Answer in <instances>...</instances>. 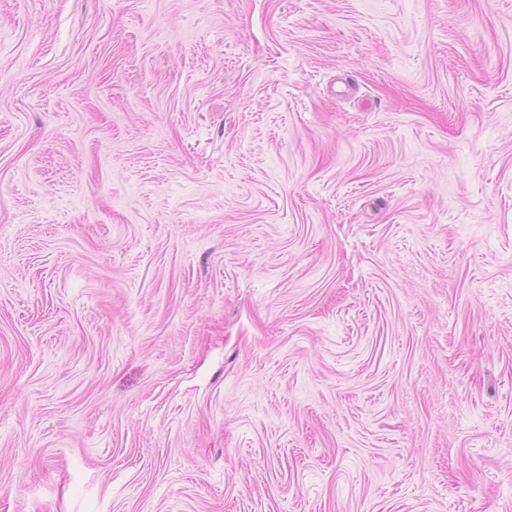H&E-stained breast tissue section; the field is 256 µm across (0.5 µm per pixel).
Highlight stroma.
Returning a JSON list of instances; mask_svg holds the SVG:
<instances>
[{"instance_id": "obj_1", "label": "stroma", "mask_w": 512, "mask_h": 512, "mask_svg": "<svg viewBox=\"0 0 512 512\" xmlns=\"http://www.w3.org/2000/svg\"><path fill=\"white\" fill-rule=\"evenodd\" d=\"M0 512H512V0H0Z\"/></svg>"}]
</instances>
